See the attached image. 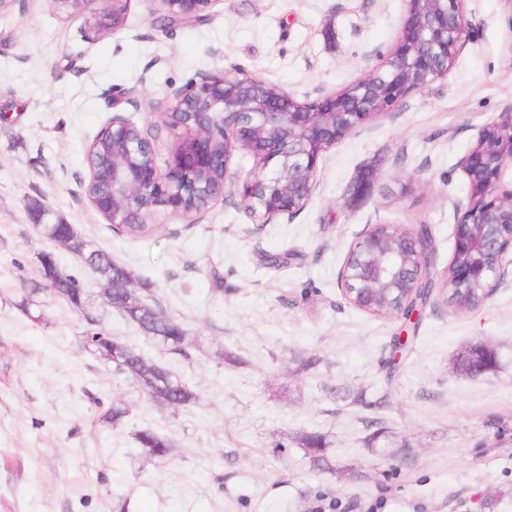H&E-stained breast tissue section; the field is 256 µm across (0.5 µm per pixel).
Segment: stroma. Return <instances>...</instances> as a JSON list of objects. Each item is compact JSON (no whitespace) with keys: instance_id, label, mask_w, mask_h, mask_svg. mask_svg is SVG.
Here are the masks:
<instances>
[{"instance_id":"stroma-1","label":"stroma","mask_w":512,"mask_h":512,"mask_svg":"<svg viewBox=\"0 0 512 512\" xmlns=\"http://www.w3.org/2000/svg\"><path fill=\"white\" fill-rule=\"evenodd\" d=\"M464 7L470 35L447 76L328 151L300 213L260 224L230 197L197 217L157 214L146 237L113 233L80 187L112 115L154 123L173 90L221 69L301 100L340 91L393 49L406 0H216L205 21L166 30L149 0H126L114 30L94 4L0 9V512H512V269L471 312L428 304L399 359L401 319L354 308L339 283L378 221L429 225L434 267L448 265L469 201L458 161L512 105V6ZM44 224L74 226L126 268L186 329V355L112 308ZM43 252L79 279L81 309L45 290ZM92 323L195 401L144 396L86 349ZM478 343L498 368L457 372ZM118 403L128 415L104 421ZM144 429L173 440L167 461L140 448ZM308 434L325 463L305 456Z\"/></svg>"}]
</instances>
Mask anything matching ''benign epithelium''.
Instances as JSON below:
<instances>
[{"label": "benign epithelium", "mask_w": 512, "mask_h": 512, "mask_svg": "<svg viewBox=\"0 0 512 512\" xmlns=\"http://www.w3.org/2000/svg\"><path fill=\"white\" fill-rule=\"evenodd\" d=\"M112 28L122 23L124 0H99ZM165 27L200 22L218 0H152ZM470 31L464 0H407L395 47L361 80L340 92L300 101L280 87L236 70L198 76L166 100L160 121L140 127L112 116L86 152L84 193L110 224H144L157 213L199 215L237 197L261 224L300 212L316 188L325 153L363 124L384 118L411 93L448 74V60ZM172 141L164 167L155 142ZM257 159L245 178L231 171L234 155ZM458 166L474 186L453 227L448 287L437 298L466 313L484 302L512 265V185L501 182L512 168V107L479 129ZM224 176L219 191L210 187ZM340 273L348 304L376 315L400 316L417 283L433 276V253L417 229L367 224L350 247Z\"/></svg>", "instance_id": "benign-epithelium-1"}]
</instances>
